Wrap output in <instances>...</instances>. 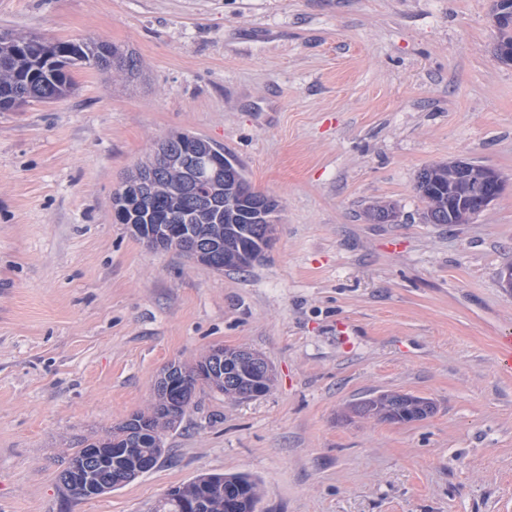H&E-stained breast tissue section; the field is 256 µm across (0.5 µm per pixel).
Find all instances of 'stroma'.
I'll return each mask as SVG.
<instances>
[{
  "label": "stroma",
  "instance_id": "obj_1",
  "mask_svg": "<svg viewBox=\"0 0 512 512\" xmlns=\"http://www.w3.org/2000/svg\"><path fill=\"white\" fill-rule=\"evenodd\" d=\"M492 0H0V30L134 52L65 100L0 112V512H147L209 473L256 481L258 512H512V65ZM188 132L274 197L273 247L217 271L116 223L112 195ZM468 160L500 196L427 224L426 167ZM394 206L388 224L366 215ZM261 353L270 391L196 392L165 458L93 499L67 449L146 410L161 369ZM384 392L434 405L360 418ZM477 179L483 188L482 198L480 199L481 208L486 209L496 199L502 189L503 181L497 172L485 167L478 170Z\"/></svg>",
  "mask_w": 512,
  "mask_h": 512
}]
</instances>
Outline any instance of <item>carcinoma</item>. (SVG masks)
Instances as JSON below:
<instances>
[{
	"instance_id": "1",
	"label": "carcinoma",
	"mask_w": 512,
	"mask_h": 512,
	"mask_svg": "<svg viewBox=\"0 0 512 512\" xmlns=\"http://www.w3.org/2000/svg\"><path fill=\"white\" fill-rule=\"evenodd\" d=\"M497 45L512 47V11L501 18L496 28ZM80 68L117 71L129 78L139 75L136 54L104 41L57 39L47 45L31 42L27 35L10 31L0 34V112L14 109L18 97L27 101L53 102L66 98L75 87L74 71ZM205 139L189 133H178L159 140L164 154L175 155L181 162L170 163L158 158L155 149L137 164L127 180H143L146 188L145 208L134 218L136 224H214L224 222V262L230 269H242L236 259V245L242 241L256 243L263 237L264 225L275 223L278 202L251 187L241 163L212 180L200 167L193 166L197 146ZM448 166L423 169L417 175L416 189L426 202L423 218L428 224H464L472 218L470 209L477 194L464 198L448 194ZM258 376L252 371H239L234 361L225 363L224 394L237 399L252 389ZM190 402L173 409L169 403L154 398L146 412H136L125 420L132 429L125 447L131 449V460L125 466L124 481L116 482L113 471L86 455L97 448L102 438L90 436L81 447L70 449L65 464L83 465L104 495L134 481L140 472L155 468L165 455L162 436L181 423ZM360 415H375L393 422L422 419L431 406L422 398L402 394H383L369 398L354 407ZM258 500L254 480L245 475L205 474L193 481L168 489L149 507L150 512H185L194 501L204 504L202 512H225L224 502L233 512H255Z\"/></svg>"
}]
</instances>
